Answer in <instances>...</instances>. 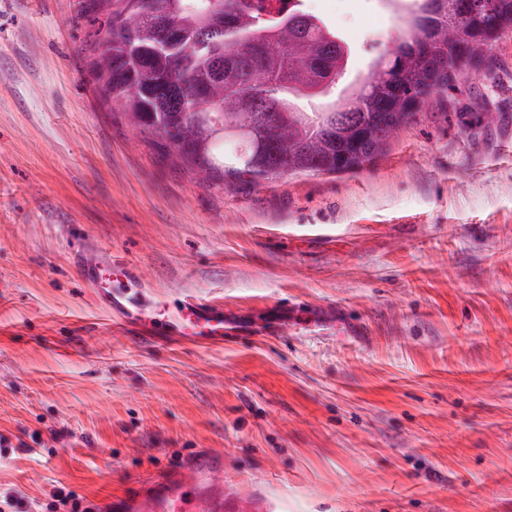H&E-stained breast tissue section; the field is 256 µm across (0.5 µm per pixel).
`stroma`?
Masks as SVG:
<instances>
[{"label":"stroma","mask_w":512,"mask_h":512,"mask_svg":"<svg viewBox=\"0 0 512 512\" xmlns=\"http://www.w3.org/2000/svg\"><path fill=\"white\" fill-rule=\"evenodd\" d=\"M400 2L304 7L361 72ZM106 23L0 0V512L95 507L203 449L282 512H512V30L478 99L457 77L363 168L228 187L99 97ZM83 252L238 339L119 327ZM54 499L46 504V512H92V507H82V502L74 494L53 495Z\"/></svg>","instance_id":"1"}]
</instances>
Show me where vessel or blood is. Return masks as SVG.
I'll return each instance as SVG.
<instances>
[{"label":"vessel or blood","instance_id":"obj_1","mask_svg":"<svg viewBox=\"0 0 512 512\" xmlns=\"http://www.w3.org/2000/svg\"><path fill=\"white\" fill-rule=\"evenodd\" d=\"M131 273L120 260H93L87 264V282L105 308H118L126 324L150 335L174 336L185 341L225 340L223 308L186 299L169 307L145 298L129 284ZM114 512H270L266 499L238 496L224 481V473L210 454L200 456L194 471L158 474L139 488L113 497Z\"/></svg>","mask_w":512,"mask_h":512}]
</instances>
